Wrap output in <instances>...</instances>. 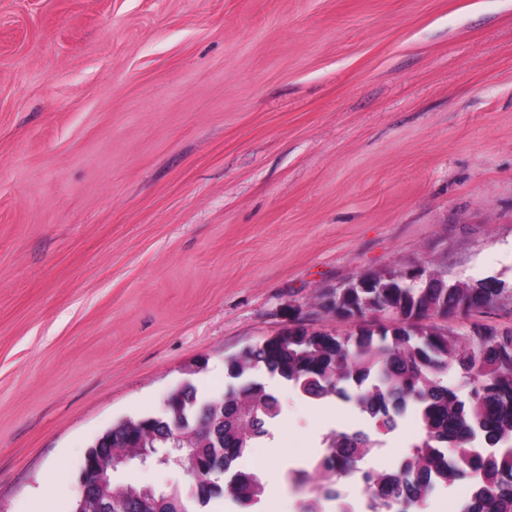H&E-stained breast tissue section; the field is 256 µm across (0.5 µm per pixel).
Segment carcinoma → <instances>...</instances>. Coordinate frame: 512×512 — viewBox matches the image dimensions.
<instances>
[{
  "label": "carcinoma",
  "mask_w": 512,
  "mask_h": 512,
  "mask_svg": "<svg viewBox=\"0 0 512 512\" xmlns=\"http://www.w3.org/2000/svg\"><path fill=\"white\" fill-rule=\"evenodd\" d=\"M392 272L391 288H355L349 305L332 311L345 316L351 306L388 309L412 324L362 327L348 336L288 328V345L276 349L265 339L226 360L229 384L221 397L205 398L189 380L169 397L181 414L151 416V446L156 465L188 468L196 459L203 477L194 481L201 507L223 494L244 508L265 494L261 477L240 467L268 434L282 407L267 392L259 374L278 376L300 394L338 397L354 403L374 423L375 433L393 431L408 407L415 409L420 438L401 465L392 470H361L383 442L364 431L332 430L323 438L326 451L296 483L309 487L300 512H320V499L339 500L342 479L361 473L370 512H419L438 485L469 476L474 490L460 512H512V330L473 324L465 330L418 324L449 314L469 315L487 309L502 293L496 281L478 288H451L445 278L402 284ZM455 373L458 383L445 377ZM201 420L219 425V435L190 436ZM126 419L99 439L94 452L114 458L129 454ZM224 484H219V481ZM112 512H193L175 491L152 486L106 487Z\"/></svg>",
  "instance_id": "1"
}]
</instances>
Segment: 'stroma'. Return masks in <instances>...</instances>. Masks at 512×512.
<instances>
[{"label": "stroma", "instance_id": "35a3bbf8", "mask_svg": "<svg viewBox=\"0 0 512 512\" xmlns=\"http://www.w3.org/2000/svg\"><path fill=\"white\" fill-rule=\"evenodd\" d=\"M511 242L512 0H0V512H71L100 436L244 347L355 332L322 296L361 274L498 280L476 319L512 328ZM264 383L257 509L299 512L324 435L374 426Z\"/></svg>", "mask_w": 512, "mask_h": 512}]
</instances>
